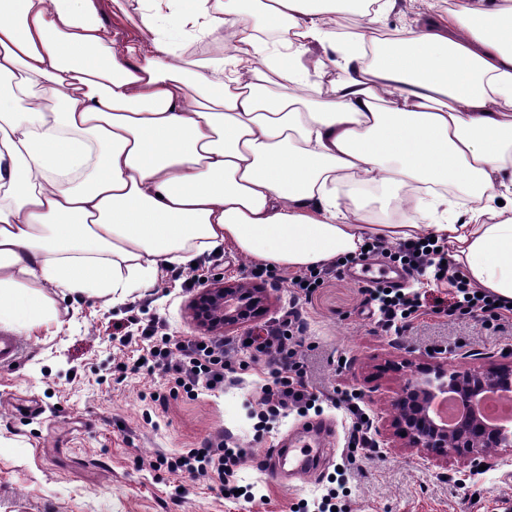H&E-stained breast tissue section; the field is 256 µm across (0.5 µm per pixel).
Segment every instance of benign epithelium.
Masks as SVG:
<instances>
[{"label":"benign epithelium","instance_id":"1","mask_svg":"<svg viewBox=\"0 0 512 512\" xmlns=\"http://www.w3.org/2000/svg\"><path fill=\"white\" fill-rule=\"evenodd\" d=\"M267 290L244 279L216 280L201 289L189 309L197 325L208 332L242 325L268 308ZM512 391V352L500 358L482 357L478 365L448 364L435 356L427 366L410 371L395 400L390 427L433 463H456L475 469L490 450L512 456V425L488 426L473 411L488 393ZM452 393L468 413L450 426L436 419L435 399Z\"/></svg>","mask_w":512,"mask_h":512}]
</instances>
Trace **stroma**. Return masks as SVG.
I'll list each match as a JSON object with an SVG mask.
<instances>
[{
    "label": "stroma",
    "instance_id": "35a3bbf8",
    "mask_svg": "<svg viewBox=\"0 0 512 512\" xmlns=\"http://www.w3.org/2000/svg\"><path fill=\"white\" fill-rule=\"evenodd\" d=\"M106 30L121 41L138 39V0H97ZM355 260L325 279L309 296L293 300L283 282L262 278L270 306L260 320L225 331L245 343L277 325L295 309L304 325L301 351L325 397L310 410H291L273 428L258 430L260 383L269 379L268 359L239 371V381L196 397L173 391L163 372H132L147 348L129 326H162L174 336H197L189 316L193 293L182 286L185 271L174 269L143 295L100 306L81 298L57 299L62 327L42 326L22 337L16 366H0V512H294L326 488H342L339 512H505L512 503V462L488 455L486 469L466 472L456 463L431 465L410 448H378L348 460L351 417L329 397L360 394L371 427L388 431L392 400L407 375L403 359L426 361L443 352L461 364L469 349L501 353L512 349V328L496 330L469 316L448 321L430 313L394 334L372 316ZM372 267L405 291L425 293L426 305L448 286L432 275L408 276L399 264L371 257ZM254 263L233 247L198 263L205 279L252 280ZM224 436L245 449L233 481L251 487L253 500H228L223 485L209 477L174 475L156 467L158 455L205 447ZM311 445L322 454L314 469L282 466L270 475L273 448Z\"/></svg>",
    "mask_w": 512,
    "mask_h": 512
}]
</instances>
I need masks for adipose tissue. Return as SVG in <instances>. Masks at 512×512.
<instances>
[{
    "mask_svg": "<svg viewBox=\"0 0 512 512\" xmlns=\"http://www.w3.org/2000/svg\"><path fill=\"white\" fill-rule=\"evenodd\" d=\"M182 2L121 44L95 0H0V327L58 322L54 292L125 301L227 243L307 269L433 237L512 301V0H430L385 41L398 0ZM252 13L280 33L273 89ZM194 29L245 59L232 81L182 51Z\"/></svg>",
    "mask_w": 512,
    "mask_h": 512,
    "instance_id": "ef3b65f1",
    "label": "adipose tissue"
}]
</instances>
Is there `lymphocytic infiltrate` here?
Wrapping results in <instances>:
<instances>
[{
	"label": "lymphocytic infiltrate",
	"mask_w": 512,
	"mask_h": 512,
	"mask_svg": "<svg viewBox=\"0 0 512 512\" xmlns=\"http://www.w3.org/2000/svg\"><path fill=\"white\" fill-rule=\"evenodd\" d=\"M370 250L384 256L394 255L411 274H422L427 268H435L448 285L449 315L479 316L484 322L500 325L512 321V306L507 301L487 291L477 292L461 273L444 265L447 249L433 251L430 240L403 243L393 252L384 241L376 239L371 242ZM370 296L378 305L379 322L383 328H408L423 314L419 293H405L399 289L389 293L385 289L374 288ZM297 331L294 319L288 318L276 331L251 340L255 355H274L278 363L271 373L270 383L262 387V401L271 416H280L300 405L314 403L321 395L319 388L309 380L298 354L300 342L296 338ZM141 334L148 348L142 362L134 363V370L160 369L171 376L176 388L185 392H194L200 385L209 389L223 388L225 380L234 372L223 340L196 336L178 338L154 325L143 328ZM243 460L242 449L227 447L219 441L211 448H192L175 457H159L157 463L174 474L218 476L225 483V491L231 493L235 486L230 479L235 467Z\"/></svg>",
	"instance_id": "lymphocytic-infiltrate-1"
}]
</instances>
